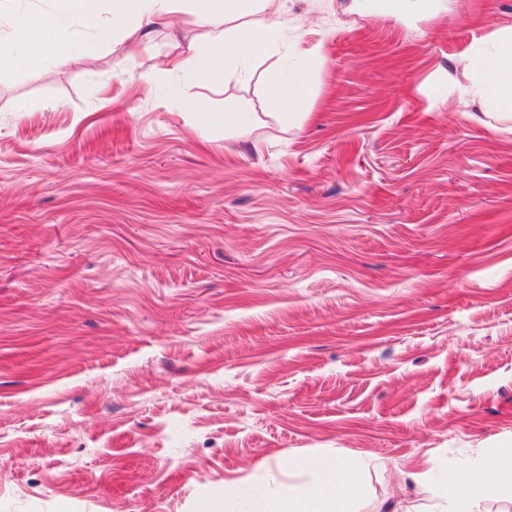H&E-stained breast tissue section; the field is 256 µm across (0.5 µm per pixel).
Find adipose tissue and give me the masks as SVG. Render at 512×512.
Here are the masks:
<instances>
[{
    "instance_id": "obj_1",
    "label": "adipose tissue",
    "mask_w": 512,
    "mask_h": 512,
    "mask_svg": "<svg viewBox=\"0 0 512 512\" xmlns=\"http://www.w3.org/2000/svg\"><path fill=\"white\" fill-rule=\"evenodd\" d=\"M56 11L21 10L15 0H0V57L21 51L25 61L44 67L51 61L80 57L97 31L100 0H58ZM274 0H112L106 21L120 30V47L150 41L157 19L181 17L190 25L207 27V47L187 46L182 56L163 58L167 71L193 70L209 84L223 83L226 61L246 62L274 45L280 27L266 20ZM79 19L83 36L66 41L61 30L66 18ZM461 95L479 102L486 112L512 114V26L491 32L461 61ZM309 484L288 485L274 495L255 494L251 512H356L365 484L357 460H322ZM512 492V448L498 450L473 465H452L435 491L437 512H475L485 499Z\"/></svg>"
}]
</instances>
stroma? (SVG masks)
I'll list each match as a JSON object with an SVG mask.
<instances>
[{"label":"stroma","instance_id":"obj_1","mask_svg":"<svg viewBox=\"0 0 512 512\" xmlns=\"http://www.w3.org/2000/svg\"><path fill=\"white\" fill-rule=\"evenodd\" d=\"M346 3L278 0L216 86L160 68L195 26L0 61V512H248L328 458L373 461L360 512H428L512 448V120L449 79L512 0ZM307 73L304 67L289 72L288 77L278 76L272 84V93L276 106L288 116L296 112L305 96Z\"/></svg>","mask_w":512,"mask_h":512}]
</instances>
